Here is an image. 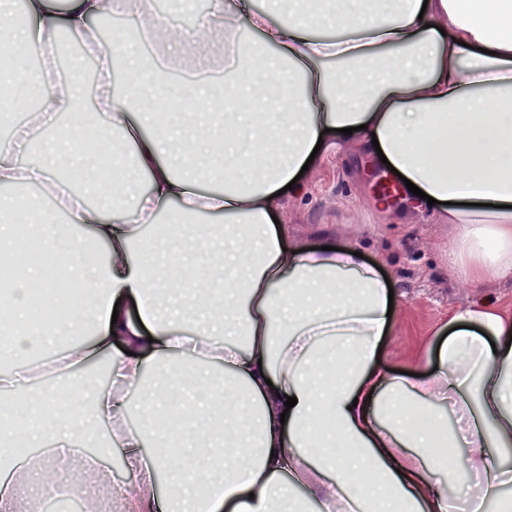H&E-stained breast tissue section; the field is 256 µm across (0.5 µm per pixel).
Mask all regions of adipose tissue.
<instances>
[{
  "label": "adipose tissue",
  "instance_id": "ef3b65f1",
  "mask_svg": "<svg viewBox=\"0 0 512 512\" xmlns=\"http://www.w3.org/2000/svg\"><path fill=\"white\" fill-rule=\"evenodd\" d=\"M102 0H27L25 24L10 23L14 0H0V46L46 49L37 72L0 69V110L28 113L0 144V184L39 182L60 212L111 255L106 271L83 260L39 204L30 226L59 258L48 293L63 315L28 329L26 289L43 275L23 268L0 316V358L16 365L0 379V512H18L17 490L31 474L45 488L63 481H106L97 456L83 454L93 423L112 425L124 450L126 482L115 496L85 498L86 512H302L297 487L322 512H448L431 479L436 409L453 402L464 442V475L497 496L512 479V313L483 301L455 311L421 383L378 362L388 317V285L377 269L340 250L303 249L273 221L277 191L300 193L310 155L341 146L381 149L389 163L467 230L455 264L465 282L512 279V25L507 0H481V19L456 0H267L244 12L235 0H210L204 24L188 32L157 18L150 0H109L112 14H135L163 49L220 47L241 23L272 52H239L220 85L208 88L213 112L184 111L178 129L150 132L153 115L131 95L168 72L145 57L101 56L94 112L100 134L119 131L110 151L78 144L61 118L88 109L82 65L59 76L52 55L61 32L99 47L89 26ZM341 35L312 36L318 20ZM339 69H332V62ZM130 156L122 179L105 180L106 153ZM35 154L22 167L18 158ZM223 180V189L204 188ZM180 225L164 266L135 246L158 209ZM222 215L220 228L193 213ZM105 358L111 388L86 371ZM68 390L76 404L58 401ZM141 391L133 400L131 390ZM296 397L293 408L286 397ZM425 422H416V415ZM185 432L194 448L187 472L173 469L149 442L158 426ZM52 440L44 459H23L17 434ZM342 442L376 471L368 486L328 445ZM307 496V497H308Z\"/></svg>",
  "mask_w": 512,
  "mask_h": 512
}]
</instances>
